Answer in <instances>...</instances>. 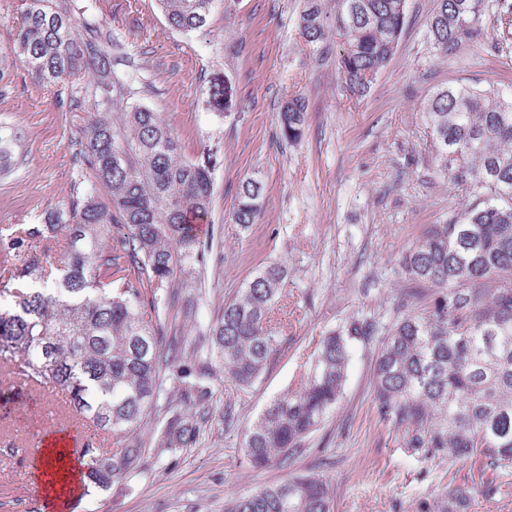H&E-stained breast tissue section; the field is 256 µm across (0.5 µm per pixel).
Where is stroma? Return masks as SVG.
Here are the masks:
<instances>
[{"mask_svg":"<svg viewBox=\"0 0 512 512\" xmlns=\"http://www.w3.org/2000/svg\"><path fill=\"white\" fill-rule=\"evenodd\" d=\"M118 38L131 62V97L158 112L186 158L217 152L210 224L214 248L203 279L178 282L169 325L185 347L207 352V334L225 299L261 265L284 260L288 283L275 308L286 348L252 387L242 389L214 371L213 415L199 442L156 458L125 491L85 493L75 512H224L227 498L280 482L311 466L253 469L228 435H243L268 403L295 387L326 332L353 316L376 313L402 288L398 260L431 224L444 223L465 200L440 176L422 107L437 89L455 83L512 93V45L491 55L464 47L448 56L427 40L436 0H408L395 54L368 95L355 99L338 69L341 41L322 50L299 33L305 0H216L204 31L172 30L156 0H77ZM227 95L209 102L213 83ZM307 103L306 132L292 145L279 134L282 102ZM71 87L47 88L23 65L0 81V124L17 126L20 165L0 175V228L38 224L45 212L91 190L94 179L76 159L74 138L92 107L73 104ZM266 187L249 228L231 219L240 181ZM378 342L355 346L342 401L319 437L335 450L323 475L336 488L334 512H423L448 482L447 460L428 462L406 452L402 434L379 422L372 369ZM6 422L25 454L0 455V512H44L34 455L49 415L60 428L82 423L27 385L0 384ZM232 408V429L224 410Z\"/></svg>","mask_w":512,"mask_h":512,"instance_id":"obj_1","label":"stroma"}]
</instances>
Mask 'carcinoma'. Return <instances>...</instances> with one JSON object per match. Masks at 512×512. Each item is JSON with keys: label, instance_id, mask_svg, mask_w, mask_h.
Returning <instances> with one entry per match:
<instances>
[{"label": "carcinoma", "instance_id": "obj_1", "mask_svg": "<svg viewBox=\"0 0 512 512\" xmlns=\"http://www.w3.org/2000/svg\"><path fill=\"white\" fill-rule=\"evenodd\" d=\"M214 2L158 0L183 34L206 26ZM406 13L407 0H336L331 18L321 0H307L299 27L314 49L336 31L345 90L362 97L394 55ZM428 34L439 55L471 45L498 53L512 40V0H437ZM9 61L45 86L77 88L74 102L97 108L76 143L103 192L0 233V297L11 298L0 308V381L21 375L34 389L49 386L88 427L111 433L119 443L112 452L85 443L82 479L89 489H121L147 450L160 457L186 448L209 419V361L166 328L175 282L206 268L213 248L192 219L211 214L216 161L207 148L183 156L158 113L130 101L114 71L112 32L70 0H23L15 37L0 53V79ZM423 114L437 171L468 203L402 253L405 287L380 314L320 338L299 385L266 406L239 447L255 469L289 467L342 399L355 343L380 336L377 415L405 430L412 455L476 465L471 484L451 476L439 498L437 512H465L474 491L497 493V478L512 471V96L450 85L427 99ZM305 129L304 102L286 100L282 139L296 144ZM18 140L16 130L0 132L1 168L15 162ZM263 193L259 179H243L233 221L253 224ZM287 280L285 261L258 267L210 328V353L242 389L288 342L273 313ZM333 495L307 471L235 496L224 512H332Z\"/></svg>", "mask_w": 512, "mask_h": 512}]
</instances>
